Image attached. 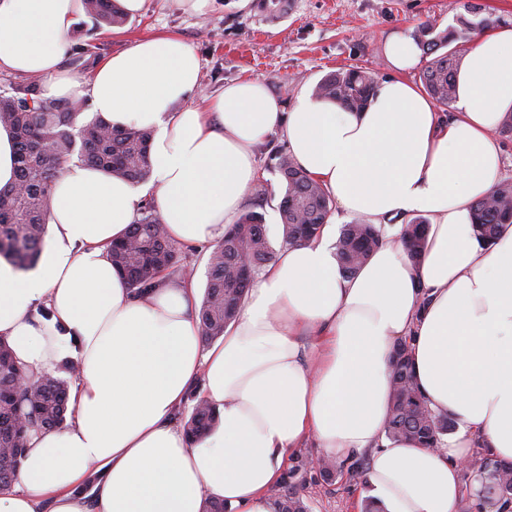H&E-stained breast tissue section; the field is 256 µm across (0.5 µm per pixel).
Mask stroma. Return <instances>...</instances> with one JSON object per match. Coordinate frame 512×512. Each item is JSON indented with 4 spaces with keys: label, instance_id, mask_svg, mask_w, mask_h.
Masks as SVG:
<instances>
[{
    "label": "stroma",
    "instance_id": "obj_1",
    "mask_svg": "<svg viewBox=\"0 0 512 512\" xmlns=\"http://www.w3.org/2000/svg\"><path fill=\"white\" fill-rule=\"evenodd\" d=\"M464 0H289L276 22H268L256 6L240 8L238 0H209L204 13L185 12L173 0H146L141 16L109 28L80 16L71 40L90 45L99 57L122 51L135 40L172 35L190 45L201 62L198 98L218 95L225 84L241 78L265 81L285 107L296 95L312 90L330 71L370 68L377 80L393 74L384 47L395 36L412 37L425 22L456 28L466 12ZM270 136L257 153L262 179L256 193L264 197L262 214L271 237H278V204L282 184L270 166L271 149H285ZM314 449L302 448L289 469L302 485L311 512H361L368 489L363 480L339 475L326 482L306 463Z\"/></svg>",
    "mask_w": 512,
    "mask_h": 512
}]
</instances>
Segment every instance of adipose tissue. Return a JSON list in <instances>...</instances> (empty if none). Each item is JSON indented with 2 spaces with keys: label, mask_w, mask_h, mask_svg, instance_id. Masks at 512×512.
Wrapping results in <instances>:
<instances>
[{
  "label": "adipose tissue",
  "mask_w": 512,
  "mask_h": 512,
  "mask_svg": "<svg viewBox=\"0 0 512 512\" xmlns=\"http://www.w3.org/2000/svg\"><path fill=\"white\" fill-rule=\"evenodd\" d=\"M81 11V0H0V71L40 78L47 98L90 99L114 126L151 130V175L134 185L69 166L53 187L40 262L22 273L0 261V338L35 373L78 364L64 425L31 435L0 512H202L209 499L276 512L271 491L308 444L337 463L366 460L379 512H458L473 449L512 463V224L485 246L471 222L472 205L501 181L512 28L467 52L446 118L404 79L419 59L401 37L386 49L394 78L358 112L306 92L287 111L256 78L198 104L200 60L173 36L142 39L86 79L66 70ZM273 134L383 241L348 279L335 225L284 247L207 347L195 275L161 272L139 296L108 248L149 195L175 243L221 240ZM415 215L430 221L416 260L400 223ZM41 306L50 318L36 316ZM399 341L430 408L457 422L442 447L386 436ZM193 395L221 420L195 442L176 423ZM92 469L102 479L85 495Z\"/></svg>",
  "instance_id": "ef3b65f1"
}]
</instances>
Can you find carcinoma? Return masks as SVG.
<instances>
[{"label": "carcinoma", "mask_w": 512, "mask_h": 512, "mask_svg": "<svg viewBox=\"0 0 512 512\" xmlns=\"http://www.w3.org/2000/svg\"><path fill=\"white\" fill-rule=\"evenodd\" d=\"M479 17L461 22L452 30H438L434 22L414 34L416 44L429 57L421 75L425 91L440 106L456 97V78L461 66L459 46L472 40L476 31L492 29L501 17L482 15L479 4L466 5ZM84 10L98 25L121 27L127 16L116 0H84ZM97 62L88 47H77L66 59L68 68L85 71ZM376 87L366 68L339 69L327 73L313 88V96L336 100L353 110L364 109ZM83 103L44 99L39 79H29L0 95V124L11 130L16 144V181L0 189V257L15 268L34 267L46 235L53 186L67 163L79 162L100 168L132 183L150 175L149 146L152 133L137 127H114L103 118L79 123ZM269 160L280 175L284 192L279 204L282 245L306 242L328 222L335 204L323 186L300 168L291 155L272 151ZM472 220L478 239L493 241L503 224H512V182L500 183L486 198L473 205ZM427 221L416 218L406 229L411 258L424 249ZM379 242L377 229L365 222L345 224L336 241V258L344 276H354ZM112 264L130 287L143 294L156 276L168 269L186 271L181 250L168 237L153 201L140 207L126 237L108 251ZM268 228L262 213L248 209L224 235L207 261V285L198 310L201 337L213 341L235 318L249 288L261 271L275 261ZM393 380L388 436L438 448L442 437L455 430V422L435 414L422 396L408 355L399 343L393 350ZM68 380L47 375L31 380L16 361L12 349L0 340V487L11 484L19 469L28 435L33 430H51L64 423ZM218 416L204 400L197 402L183 427L194 438L216 428ZM485 495L512 498V465L483 458ZM278 512H309L298 486L288 480L277 490Z\"/></svg>", "instance_id": "cac0c4a2"}]
</instances>
